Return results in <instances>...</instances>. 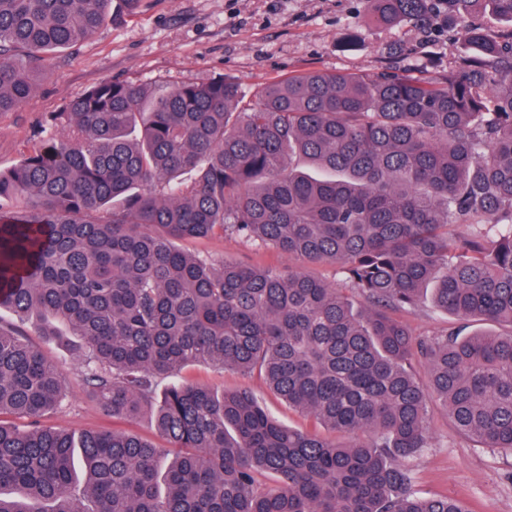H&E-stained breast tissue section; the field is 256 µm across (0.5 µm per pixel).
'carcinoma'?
Listing matches in <instances>:
<instances>
[{
	"mask_svg": "<svg viewBox=\"0 0 512 512\" xmlns=\"http://www.w3.org/2000/svg\"><path fill=\"white\" fill-rule=\"evenodd\" d=\"M112 2L0 0V113ZM368 3L378 23L430 33L479 9L512 22V0ZM465 42V66L440 75L311 71L249 94L222 75L162 92L111 80L47 120L67 139L0 170V310L77 337L99 408L150 415L176 452L161 475L137 434L43 425L65 373L0 323V416L27 420H0V512H465L417 495L406 461L432 447L431 394L512 454V332L417 339L388 314L428 296L512 326V41L471 24ZM463 221L473 232L450 237ZM226 234L338 265L365 307L302 272L176 246ZM196 363L258 374L339 439L179 378Z\"/></svg>",
	"mask_w": 512,
	"mask_h": 512,
	"instance_id": "carcinoma-1",
	"label": "carcinoma"
}]
</instances>
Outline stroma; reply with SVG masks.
Instances as JSON below:
<instances>
[{"label":"stroma","mask_w":512,"mask_h":512,"mask_svg":"<svg viewBox=\"0 0 512 512\" xmlns=\"http://www.w3.org/2000/svg\"><path fill=\"white\" fill-rule=\"evenodd\" d=\"M367 0H144L131 14L114 0L112 17L89 40L59 52L50 76L27 104L0 114V169L15 165L39 146L33 132L51 113L107 80L153 88L172 87L224 75L251 88L279 77L308 71L368 73L397 63L447 71L465 52L462 28L424 32L405 23L385 27L368 18ZM411 53L396 60L391 48ZM182 248L228 263L302 271L343 287L335 264L304 263L276 249L259 248L228 235L189 240ZM393 318L413 335L457 326V319L423 301L412 312L396 310ZM46 358L67 373V401L46 416L45 425L82 431H124L154 438L148 417L134 421L103 413L84 386L79 359L62 342L42 345ZM184 378L215 392H250L283 425L315 430L314 421L276 397L255 374L245 375L212 364L182 371ZM431 448L412 463L413 487L423 496H448L465 512H512V454L481 447L457 430L442 401L428 404Z\"/></svg>","instance_id":"stroma-1"}]
</instances>
